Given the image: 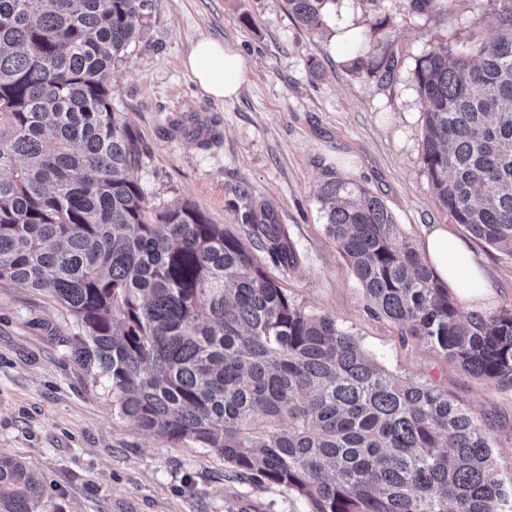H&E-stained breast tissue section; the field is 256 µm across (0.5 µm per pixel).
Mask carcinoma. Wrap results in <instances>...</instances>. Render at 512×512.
I'll list each match as a JSON object with an SVG mask.
<instances>
[{"label":"carcinoma","instance_id":"1","mask_svg":"<svg viewBox=\"0 0 512 512\" xmlns=\"http://www.w3.org/2000/svg\"><path fill=\"white\" fill-rule=\"evenodd\" d=\"M143 2L0 0V279L73 318L75 363L107 378L119 416L310 512H512L477 419L290 299L269 268L299 257L272 208L243 190L238 231L148 200L133 173L150 146L112 97ZM287 2L317 29L330 0ZM490 2L486 34L419 57L412 78L440 207L512 254V0ZM398 64L392 51L352 67L387 80ZM317 197L375 314L512 387V309L464 311L368 189L327 180ZM42 496L26 461L0 455V512Z\"/></svg>","mask_w":512,"mask_h":512}]
</instances>
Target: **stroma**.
<instances>
[{
  "label": "stroma",
  "instance_id": "35a3bbf8",
  "mask_svg": "<svg viewBox=\"0 0 512 512\" xmlns=\"http://www.w3.org/2000/svg\"><path fill=\"white\" fill-rule=\"evenodd\" d=\"M138 38L112 70V95L151 153L135 177L150 200H187L235 228L241 190L288 225L298 265L280 280L295 303L328 314L390 374L448 394L485 424L503 483H512V387L484 381L374 315L334 241L317 197L330 178L380 196L413 246L433 224L467 238L490 286L468 311L512 309V255L468 239L439 207L422 160L424 112L412 70L421 55L465 40L488 0L410 14L406 0H335L322 29L286 0H145ZM365 39H340L343 28ZM241 54L236 98L205 93L183 62L200 38ZM405 56L392 82L353 70L388 45ZM216 118L202 147L170 135L178 116ZM78 328L58 305L0 279V454L27 461L45 485L38 512H310L282 488L234 475L200 448H172L119 417L105 378L72 358Z\"/></svg>",
  "mask_w": 512,
  "mask_h": 512
}]
</instances>
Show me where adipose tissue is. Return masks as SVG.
<instances>
[{"instance_id": "obj_1", "label": "adipose tissue", "mask_w": 512, "mask_h": 512, "mask_svg": "<svg viewBox=\"0 0 512 512\" xmlns=\"http://www.w3.org/2000/svg\"><path fill=\"white\" fill-rule=\"evenodd\" d=\"M186 66L200 88L216 98L235 96L244 80L245 64L239 53L209 38L195 43ZM421 251L440 282L464 300L476 301L488 294L489 285L482 268L467 244L447 225H431Z\"/></svg>"}]
</instances>
